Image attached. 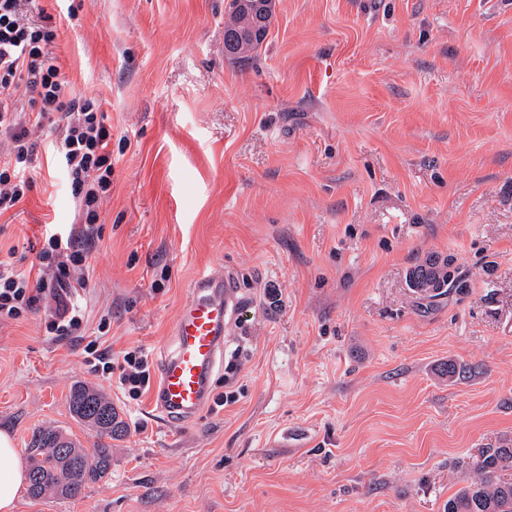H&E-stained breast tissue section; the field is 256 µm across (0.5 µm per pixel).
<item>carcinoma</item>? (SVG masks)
I'll list each match as a JSON object with an SVG mask.
<instances>
[{"mask_svg":"<svg viewBox=\"0 0 512 512\" xmlns=\"http://www.w3.org/2000/svg\"><path fill=\"white\" fill-rule=\"evenodd\" d=\"M409 285L430 305L450 288L467 287L448 260L440 263L430 257L410 271ZM68 402L71 414L102 437L111 438L124 428L112 402L97 388L75 385ZM28 448V494L33 499H74L87 485L112 474V449L105 443L84 448L62 431L45 428L33 431ZM509 468L511 446L482 452L474 464L477 479L449 497L444 512H512V480L498 477L499 471Z\"/></svg>","mask_w":512,"mask_h":512,"instance_id":"obj_1","label":"carcinoma"}]
</instances>
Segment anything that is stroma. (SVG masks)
Returning <instances> with one entry per match:
<instances>
[{
	"label": "stroma",
	"instance_id": "1",
	"mask_svg": "<svg viewBox=\"0 0 512 512\" xmlns=\"http://www.w3.org/2000/svg\"><path fill=\"white\" fill-rule=\"evenodd\" d=\"M35 3L103 102L112 193L85 336L46 335L40 310L0 323V429L22 455L47 426L94 447L68 411L80 382L126 429L110 478L14 512H443L512 445V0H276L246 61L224 53L227 0ZM28 175L0 215L25 271L76 216L45 154ZM429 254L467 287L426 308L409 273ZM227 273L243 366L195 419L167 424L156 389L127 399L87 363L92 340L115 361L138 347L159 376L193 282Z\"/></svg>",
	"mask_w": 512,
	"mask_h": 512
}]
</instances>
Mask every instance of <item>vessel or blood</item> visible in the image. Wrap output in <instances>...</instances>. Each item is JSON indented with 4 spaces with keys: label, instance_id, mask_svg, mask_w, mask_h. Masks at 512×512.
Returning <instances> with one entry per match:
<instances>
[{
    "label": "vessel or blood",
    "instance_id": "vessel-or-blood-1",
    "mask_svg": "<svg viewBox=\"0 0 512 512\" xmlns=\"http://www.w3.org/2000/svg\"><path fill=\"white\" fill-rule=\"evenodd\" d=\"M239 305L233 278L197 280L175 323L172 348L164 355L158 411L165 420L193 418L203 407Z\"/></svg>",
    "mask_w": 512,
    "mask_h": 512
}]
</instances>
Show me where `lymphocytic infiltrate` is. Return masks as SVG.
I'll list each match as a JSON object with an SVG mask.
<instances>
[{
  "instance_id": "f902f5d3",
  "label": "lymphocytic infiltrate",
  "mask_w": 512,
  "mask_h": 512,
  "mask_svg": "<svg viewBox=\"0 0 512 512\" xmlns=\"http://www.w3.org/2000/svg\"><path fill=\"white\" fill-rule=\"evenodd\" d=\"M30 2L0 0V214L31 191L27 171L36 136L47 130L52 134L48 149L66 172L80 224L46 233L36 274L0 260V321L40 308L46 333L64 338L86 329L78 297L92 272L88 243L112 189V127L100 100L76 91L54 51L49 14L31 19ZM85 352L95 369L116 375L130 399L142 396L151 363L141 349L125 352L117 367L96 344H87Z\"/></svg>"
}]
</instances>
